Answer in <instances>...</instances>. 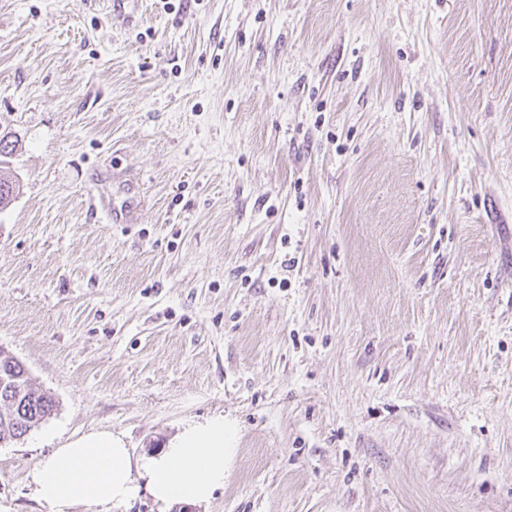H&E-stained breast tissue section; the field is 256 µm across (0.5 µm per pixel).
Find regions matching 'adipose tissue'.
Masks as SVG:
<instances>
[{
  "instance_id": "ef3b65f1",
  "label": "adipose tissue",
  "mask_w": 512,
  "mask_h": 512,
  "mask_svg": "<svg viewBox=\"0 0 512 512\" xmlns=\"http://www.w3.org/2000/svg\"><path fill=\"white\" fill-rule=\"evenodd\" d=\"M237 423L216 417L187 426L158 453L133 457L118 436L91 432L57 449L32 473L49 512L78 506L119 508L147 491L163 508L202 504L223 488L236 455Z\"/></svg>"
}]
</instances>
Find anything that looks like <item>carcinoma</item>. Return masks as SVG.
Wrapping results in <instances>:
<instances>
[{"mask_svg": "<svg viewBox=\"0 0 512 512\" xmlns=\"http://www.w3.org/2000/svg\"><path fill=\"white\" fill-rule=\"evenodd\" d=\"M54 408V399L33 386L22 362L0 349V441L21 439Z\"/></svg>", "mask_w": 512, "mask_h": 512, "instance_id": "1", "label": "carcinoma"}]
</instances>
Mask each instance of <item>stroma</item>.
<instances>
[{
	"label": "stroma",
	"instance_id": "1",
	"mask_svg": "<svg viewBox=\"0 0 512 512\" xmlns=\"http://www.w3.org/2000/svg\"><path fill=\"white\" fill-rule=\"evenodd\" d=\"M126 12L0 0V349L56 401L0 512L81 435L224 415L169 512H512V0Z\"/></svg>",
	"mask_w": 512,
	"mask_h": 512
}]
</instances>
